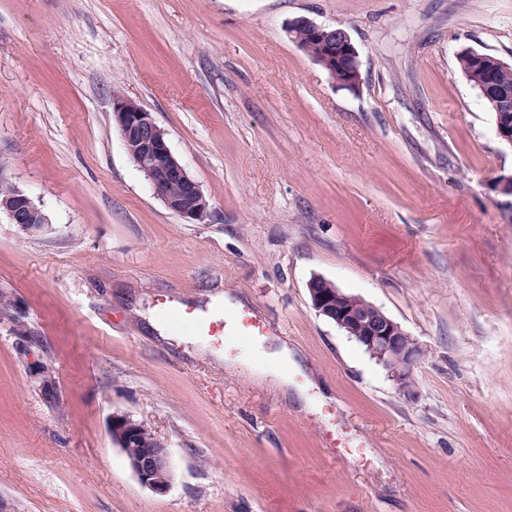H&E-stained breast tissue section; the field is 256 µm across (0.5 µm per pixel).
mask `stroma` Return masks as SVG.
I'll list each match as a JSON object with an SVG mask.
<instances>
[{
  "instance_id": "stroma-1",
  "label": "stroma",
  "mask_w": 512,
  "mask_h": 512,
  "mask_svg": "<svg viewBox=\"0 0 512 512\" xmlns=\"http://www.w3.org/2000/svg\"><path fill=\"white\" fill-rule=\"evenodd\" d=\"M298 17L348 32L358 86ZM470 49L512 62V0H0V182L49 218L0 210V512H512V147ZM116 92L207 218L131 162ZM317 276L419 344L411 393L313 309ZM273 337L285 388L239 368ZM116 411L167 448L166 493ZM112 112L128 156L148 176L166 207L182 218L204 220L209 202L198 183L173 155L167 134L157 124L153 113L124 95L113 98ZM14 190L11 185L0 184V209L6 210L12 224H16L26 234L34 235L42 232L45 224H49L46 214L29 196L20 190H16L13 194ZM112 440L121 448L126 462L146 487L158 494L170 488L173 472L167 448L130 415L113 412L109 419Z\"/></svg>"
}]
</instances>
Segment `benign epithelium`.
I'll return each mask as SVG.
<instances>
[{
	"label": "benign epithelium",
	"mask_w": 512,
	"mask_h": 512,
	"mask_svg": "<svg viewBox=\"0 0 512 512\" xmlns=\"http://www.w3.org/2000/svg\"><path fill=\"white\" fill-rule=\"evenodd\" d=\"M298 30L309 41L304 52L314 56L336 84L343 87L359 84L358 52L345 30L297 18L290 22L288 33L293 36ZM469 55L472 61L469 79L484 103L495 112L498 138L512 147V88L495 82L498 71L512 64L484 52L471 50ZM112 112L128 156L148 176L166 207L191 221L205 219L209 201L173 155L167 134L153 113L124 95L112 100ZM0 209L6 210L12 223L29 235L42 232L48 223L46 214L20 190L1 199ZM308 291L316 312L334 322L387 368L402 391H409L422 350L399 323L363 298L323 278L310 280ZM109 430L139 481L158 494L167 492L173 478L172 467L167 448L154 433L121 412L112 413Z\"/></svg>",
	"instance_id": "7a95c632"
}]
</instances>
